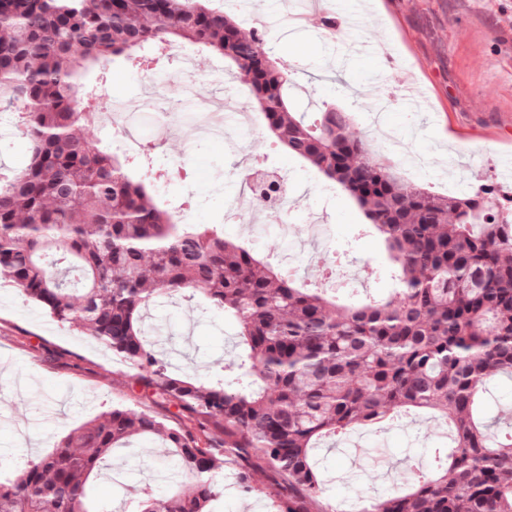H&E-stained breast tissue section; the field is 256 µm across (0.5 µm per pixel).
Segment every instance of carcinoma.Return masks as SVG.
Instances as JSON below:
<instances>
[{
	"instance_id": "carcinoma-1",
	"label": "carcinoma",
	"mask_w": 512,
	"mask_h": 512,
	"mask_svg": "<svg viewBox=\"0 0 512 512\" xmlns=\"http://www.w3.org/2000/svg\"><path fill=\"white\" fill-rule=\"evenodd\" d=\"M183 43L234 65L276 141L359 203L396 266L395 298L339 308L295 286L217 229L180 223L156 184L132 177L133 157L86 136L109 109L91 101L107 64L147 67ZM287 89L264 35L211 0H0V109L16 112L31 149L0 172V279L136 368L134 386L178 420L102 412L0 479V512H112L91 503L89 481L140 436L160 438L187 483L164 500L143 489L136 512H212L226 457L246 493L266 475L275 512H334L315 448L405 407L451 421L448 467L364 512H512V424L498 433L476 416L488 384L512 377V193L492 208L495 187H411L350 113L325 107L307 124ZM185 290L237 322L234 382L174 373L148 345L142 309Z\"/></svg>"
}]
</instances>
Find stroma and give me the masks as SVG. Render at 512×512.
Returning a JSON list of instances; mask_svg holds the SVG:
<instances>
[{
    "instance_id": "35a3bbf8",
    "label": "stroma",
    "mask_w": 512,
    "mask_h": 512,
    "mask_svg": "<svg viewBox=\"0 0 512 512\" xmlns=\"http://www.w3.org/2000/svg\"><path fill=\"white\" fill-rule=\"evenodd\" d=\"M218 4L243 31L264 33L296 104L351 112L355 132L372 149L400 158L406 184L440 194L476 188L499 179L502 160L512 158V0H370L361 25L341 30L338 44L322 40L323 18L353 0H322L320 14L301 29L291 23V0ZM354 41L387 48L388 67L370 57L340 66L341 44ZM380 69L389 91L405 81L419 87L428 111H406L395 99L389 111H367L361 99ZM101 95L114 111L141 113L142 121L127 135L102 124L90 131L91 140L118 155L125 154L127 137L142 142L154 167L170 174L162 201L191 199L188 223L212 225L271 266L294 270L302 288L323 287L324 267L339 261L332 283L337 304L392 297L394 268L382 236L341 187L275 143L244 77L223 57L184 45L151 72L118 60L107 68ZM218 101L231 105L220 114V139L198 121ZM28 158L13 113L0 112V169L24 166ZM257 160L286 178L293 192L287 211L255 209L242 195V172ZM142 323L174 372L203 381L242 352L235 323L186 292L151 302ZM115 405L167 412L138 392L132 370L90 333L0 288V476H13ZM448 430L417 408L358 427L316 455L326 499L337 512H363L370 500L409 490L421 473L435 471L432 451L447 447ZM112 464V480H94L92 492L111 499L114 512H132L141 486L164 498L184 482L155 439L117 451Z\"/></svg>"
}]
</instances>
